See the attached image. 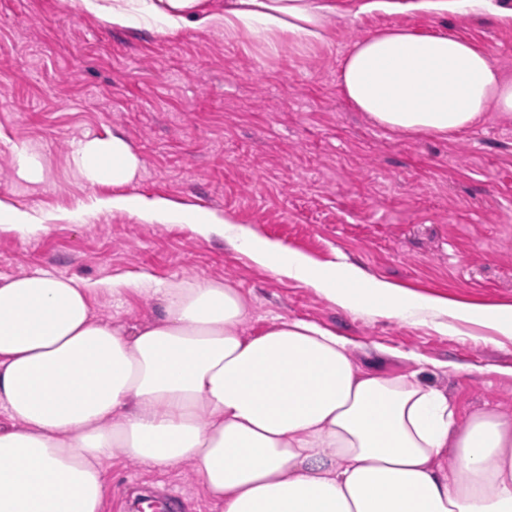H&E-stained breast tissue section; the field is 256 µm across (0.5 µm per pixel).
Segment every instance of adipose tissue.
<instances>
[{"label":"adipose tissue","mask_w":512,"mask_h":512,"mask_svg":"<svg viewBox=\"0 0 512 512\" xmlns=\"http://www.w3.org/2000/svg\"><path fill=\"white\" fill-rule=\"evenodd\" d=\"M116 25L162 35L313 50L330 44L323 0H81ZM346 100L378 126L446 138L484 113L512 114V78L452 35L401 27L356 40L340 70ZM105 207L147 224H190L256 266L303 282L337 307L383 318L463 322L512 335V306L406 291L347 263L320 265L215 212L124 194L142 165L119 135L74 151ZM155 297L159 319L98 321L101 290ZM249 308L215 281L78 280L38 270L0 278V512H103V460L192 463L223 512H512V415L459 417L417 374L361 368L348 341L305 320L246 335Z\"/></svg>","instance_id":"adipose-tissue-1"}]
</instances>
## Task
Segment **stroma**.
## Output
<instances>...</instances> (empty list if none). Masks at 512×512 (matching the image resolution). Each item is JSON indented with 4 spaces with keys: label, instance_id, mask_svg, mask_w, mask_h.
Returning a JSON list of instances; mask_svg holds the SVG:
<instances>
[{
    "label": "stroma",
    "instance_id": "stroma-1",
    "mask_svg": "<svg viewBox=\"0 0 512 512\" xmlns=\"http://www.w3.org/2000/svg\"><path fill=\"white\" fill-rule=\"evenodd\" d=\"M496 2L438 14L329 0L333 48L272 55L215 30L115 26L73 0H0V201L43 224L0 229V277L217 281L249 302L248 335L280 319L313 322L346 338L361 367L417 373L461 412L512 413V339L477 344L466 325L446 333L342 310L222 238L102 207L113 187L86 182L72 163L79 142L118 133L143 161L127 194L220 212L420 294L512 305V116L486 113L448 140L399 135L355 111L338 83L348 46L389 26L464 39L512 77V0ZM20 149L38 155L41 181L18 175ZM93 311L127 328L159 314L134 293L98 294ZM103 471V512H132L149 496L167 499V512H218L191 463L150 468L117 453Z\"/></svg>",
    "mask_w": 512,
    "mask_h": 512
}]
</instances>
